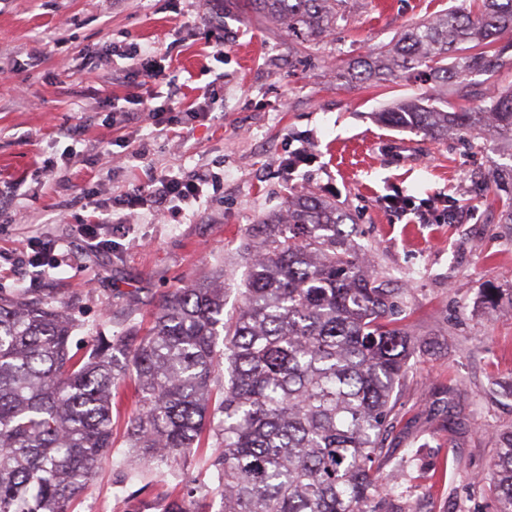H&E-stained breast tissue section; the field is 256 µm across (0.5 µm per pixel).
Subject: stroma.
<instances>
[{"mask_svg":"<svg viewBox=\"0 0 512 512\" xmlns=\"http://www.w3.org/2000/svg\"><path fill=\"white\" fill-rule=\"evenodd\" d=\"M224 42L211 38L208 0H0V291L21 288L56 302L77 323L74 344L147 329L163 296L199 274L224 272L225 311L241 301L249 264L243 245L289 195L312 191L339 200L353 222L352 243L369 272L406 291L405 325L416 340L396 389L384 442L390 465L407 461L406 512H495L489 490L492 433L512 426V305L483 302L489 288L512 289V224L502 221L512 184L495 170L512 166V148L482 139L434 141L390 127L379 112L415 98L421 87L397 79L373 86L339 71L460 0H356L312 49L298 52L276 26L256 19L248 0H221ZM167 50L179 109L163 126L112 121L132 80L127 60L111 71L99 56L114 45ZM40 61H32L33 49ZM206 98L210 116L187 109ZM386 139L414 143L420 163L378 149ZM148 144L145 161L133 160ZM75 149L60 173L44 159ZM110 149L109 163L98 159ZM306 162H283L293 152ZM209 175L200 201L176 214L142 213L109 224L110 248L89 250L80 226L87 190L104 197L145 183L150 171ZM441 197L454 222L394 216L395 194ZM53 241L55 267L29 266ZM130 404L112 411V457L76 512L91 501L108 512H157L168 484L119 487L129 448Z\"/></svg>","mask_w":512,"mask_h":512,"instance_id":"35a3bbf8","label":"stroma"}]
</instances>
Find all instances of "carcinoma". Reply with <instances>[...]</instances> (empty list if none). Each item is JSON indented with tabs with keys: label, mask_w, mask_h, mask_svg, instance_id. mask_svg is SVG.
Segmentation results:
<instances>
[{
	"label": "carcinoma",
	"mask_w": 512,
	"mask_h": 512,
	"mask_svg": "<svg viewBox=\"0 0 512 512\" xmlns=\"http://www.w3.org/2000/svg\"><path fill=\"white\" fill-rule=\"evenodd\" d=\"M303 48L345 19L346 0H250ZM512 51V0H464L373 49L361 82L412 79L422 96L382 120L433 140L512 144V87L490 86ZM336 200L312 192L263 221L247 247L241 305L224 272L170 292L143 336L73 352L74 321L17 289L0 292V512H74L112 454V402L134 386L131 448L167 467L160 512H205V483L172 464L211 444L221 512H405L380 480L381 438L413 339L391 288L363 269ZM497 512H512V427L493 432Z\"/></svg>",
	"instance_id": "carcinoma-1"
}]
</instances>
